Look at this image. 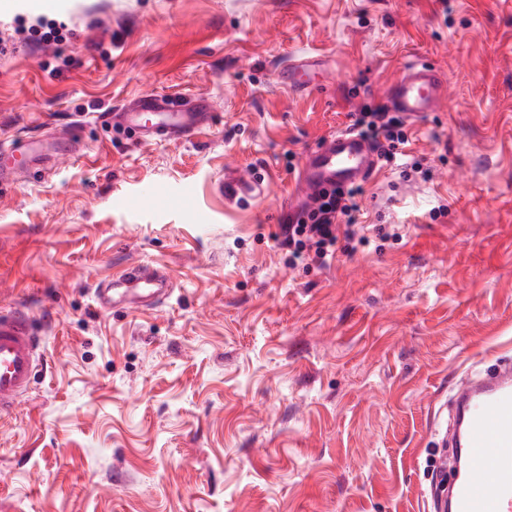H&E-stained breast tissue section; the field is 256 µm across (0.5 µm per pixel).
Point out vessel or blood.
<instances>
[{"label": "vessel or blood", "mask_w": 512, "mask_h": 512, "mask_svg": "<svg viewBox=\"0 0 512 512\" xmlns=\"http://www.w3.org/2000/svg\"><path fill=\"white\" fill-rule=\"evenodd\" d=\"M323 75L317 57L300 54L277 70L280 81L293 92L318 88ZM447 97L444 74L413 61L385 91L390 111L418 120L435 111ZM213 102L205 96L178 94L140 96L132 108L118 113V121L139 140H187L209 125ZM34 137H19L0 146V176L14 165L33 164ZM373 144L351 130L331 134L306 152L297 177V190L306 200L321 190L370 180L378 169ZM262 186L254 179L229 177V198L257 196ZM166 267L135 264L113 274L98 289L101 309L125 308L137 312L155 309L173 292ZM40 338L31 319L20 311H0V418L12 415L33 389L42 355ZM450 448L458 470L448 492L435 501L437 512H512V367L500 365L484 376H470L451 395L450 425L442 440Z\"/></svg>", "instance_id": "obj_1"}]
</instances>
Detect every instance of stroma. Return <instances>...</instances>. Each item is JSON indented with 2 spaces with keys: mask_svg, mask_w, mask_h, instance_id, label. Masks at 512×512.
Masks as SVG:
<instances>
[{
  "mask_svg": "<svg viewBox=\"0 0 512 512\" xmlns=\"http://www.w3.org/2000/svg\"><path fill=\"white\" fill-rule=\"evenodd\" d=\"M53 22L65 39L39 41ZM0 139L44 144L0 184V308L43 365L0 418V512H432L450 387L512 356V0H0ZM310 53L322 89L276 69ZM421 59L448 82L365 183L399 239L291 267L274 236L306 151ZM203 94L210 126L132 143L137 96ZM70 131L75 156L49 143ZM260 195L228 201L225 173ZM166 265L169 299L105 313L97 287Z\"/></svg>",
  "mask_w": 512,
  "mask_h": 512,
  "instance_id": "obj_1",
  "label": "stroma"
}]
</instances>
